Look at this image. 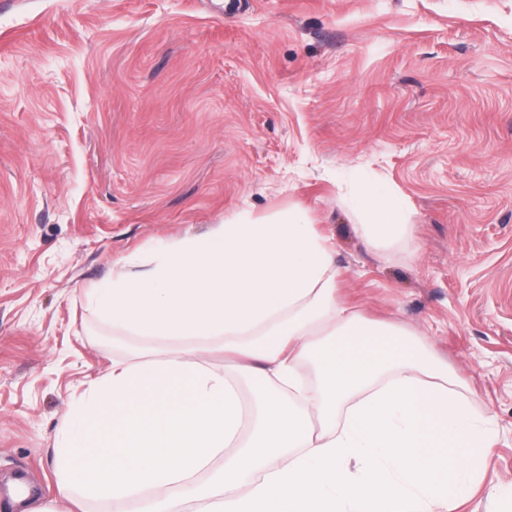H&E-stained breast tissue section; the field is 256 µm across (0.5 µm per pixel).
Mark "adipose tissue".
I'll return each mask as SVG.
<instances>
[{
	"label": "adipose tissue",
	"instance_id": "obj_1",
	"mask_svg": "<svg viewBox=\"0 0 512 512\" xmlns=\"http://www.w3.org/2000/svg\"><path fill=\"white\" fill-rule=\"evenodd\" d=\"M349 205L375 249L412 233L389 190L361 183ZM336 278L297 208L120 263L89 306L151 345L73 403L54 448L63 494L135 512H457L494 452L487 419L422 337L364 318ZM214 345L233 365L209 364Z\"/></svg>",
	"mask_w": 512,
	"mask_h": 512
}]
</instances>
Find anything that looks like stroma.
Wrapping results in <instances>:
<instances>
[{
    "mask_svg": "<svg viewBox=\"0 0 512 512\" xmlns=\"http://www.w3.org/2000/svg\"><path fill=\"white\" fill-rule=\"evenodd\" d=\"M366 176L413 235L381 252ZM306 211L341 296L424 336L495 452L465 512H512V0H0V512L58 494L57 431L115 356L88 294L156 242ZM349 205L357 214L361 236L377 250H389L411 236L399 199L389 190L365 181L352 190Z\"/></svg>",
    "mask_w": 512,
    "mask_h": 512,
    "instance_id": "35a3bbf8",
    "label": "stroma"
}]
</instances>
